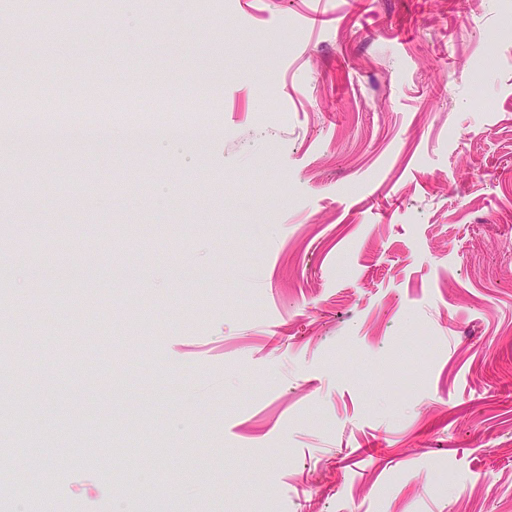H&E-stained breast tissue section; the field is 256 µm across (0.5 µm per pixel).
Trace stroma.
<instances>
[{
  "mask_svg": "<svg viewBox=\"0 0 512 512\" xmlns=\"http://www.w3.org/2000/svg\"><path fill=\"white\" fill-rule=\"evenodd\" d=\"M0 27L44 95L105 70L137 119L200 123L174 149L0 126V342L30 346L0 350V500L512 512V0H31ZM70 264L96 281L46 274Z\"/></svg>",
  "mask_w": 512,
  "mask_h": 512,
  "instance_id": "stroma-1",
  "label": "stroma"
}]
</instances>
